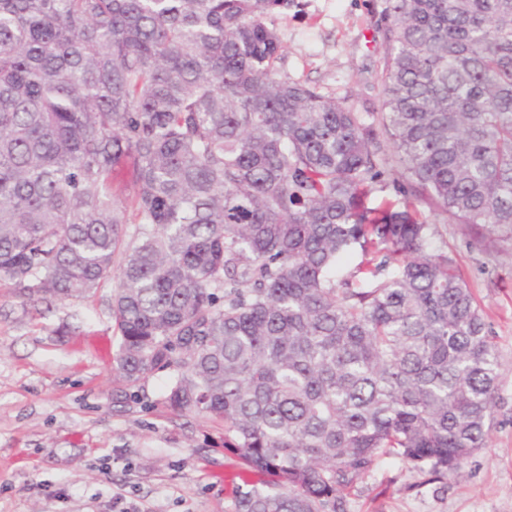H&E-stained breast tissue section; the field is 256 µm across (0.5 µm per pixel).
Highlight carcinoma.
Returning a JSON list of instances; mask_svg holds the SVG:
<instances>
[{"label": "carcinoma", "mask_w": 512, "mask_h": 512, "mask_svg": "<svg viewBox=\"0 0 512 512\" xmlns=\"http://www.w3.org/2000/svg\"><path fill=\"white\" fill-rule=\"evenodd\" d=\"M291 5L0 0V280L118 265L113 370L224 421L234 512H348L383 457L458 477L499 383L417 203L512 230V0H384L379 112L279 74Z\"/></svg>", "instance_id": "obj_1"}]
</instances>
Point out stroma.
Returning a JSON list of instances; mask_svg holds the SVG:
<instances>
[{"label":"stroma","mask_w":512,"mask_h":512,"mask_svg":"<svg viewBox=\"0 0 512 512\" xmlns=\"http://www.w3.org/2000/svg\"><path fill=\"white\" fill-rule=\"evenodd\" d=\"M381 6L293 0L275 20L280 74L379 111ZM432 244L454 258L497 346L487 445L444 482L382 459L350 512H512V235L479 239L468 225L439 224ZM117 283L110 275L61 302L0 281V512H232L238 462L223 421L174 411L164 375L131 387L115 373Z\"/></svg>","instance_id":"stroma-1"}]
</instances>
